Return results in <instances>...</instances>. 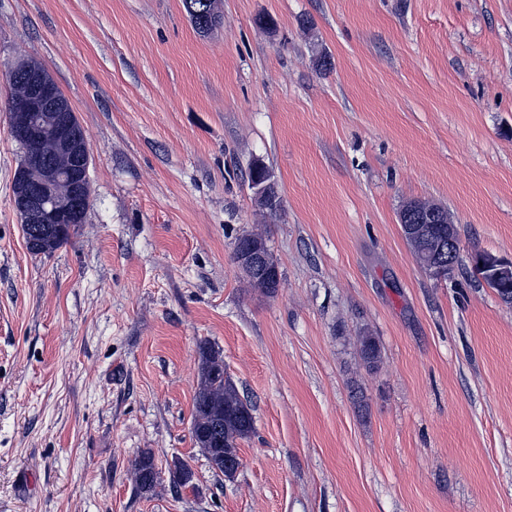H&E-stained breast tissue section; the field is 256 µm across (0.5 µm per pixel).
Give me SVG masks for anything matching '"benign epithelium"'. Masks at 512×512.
Returning <instances> with one entry per match:
<instances>
[{
  "label": "benign epithelium",
  "mask_w": 512,
  "mask_h": 512,
  "mask_svg": "<svg viewBox=\"0 0 512 512\" xmlns=\"http://www.w3.org/2000/svg\"><path fill=\"white\" fill-rule=\"evenodd\" d=\"M11 73L24 86L8 104L12 136L24 146L14 181V209L23 224H82L91 205L92 155L81 139L76 114L45 68L19 63ZM46 139L57 148L53 160L32 148ZM64 181L70 183L71 192L61 198L57 186ZM238 258L253 266L265 260L250 243L239 247ZM479 262L494 278L512 280V261L485 252Z\"/></svg>",
  "instance_id": "7a95c632"
}]
</instances>
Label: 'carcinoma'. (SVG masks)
<instances>
[{
    "label": "carcinoma",
    "mask_w": 512,
    "mask_h": 512,
    "mask_svg": "<svg viewBox=\"0 0 512 512\" xmlns=\"http://www.w3.org/2000/svg\"><path fill=\"white\" fill-rule=\"evenodd\" d=\"M193 3L205 10L210 26L200 33L213 32L222 22L221 0H183V6ZM247 180L252 183L277 185L271 170L259 159L248 166ZM257 206L270 215L281 206L280 196H255ZM400 224H414L418 232L403 235L420 267L434 255L441 254L438 246L448 241V211L428 201H410L399 212ZM23 234L27 249L34 255L49 254L70 240L68 230L55 224H25ZM360 353L364 363L374 368L381 357L375 337H360ZM254 433L252 407L224 369L220 349L208 344L199 346L198 384L194 398L191 434L195 445L215 473L226 474V464L240 463L239 441ZM160 479L151 453L141 454L135 465V481L143 492L151 491ZM193 472L182 461L170 471L172 487L178 489L192 483Z\"/></svg>",
    "instance_id": "carcinoma-1"
}]
</instances>
